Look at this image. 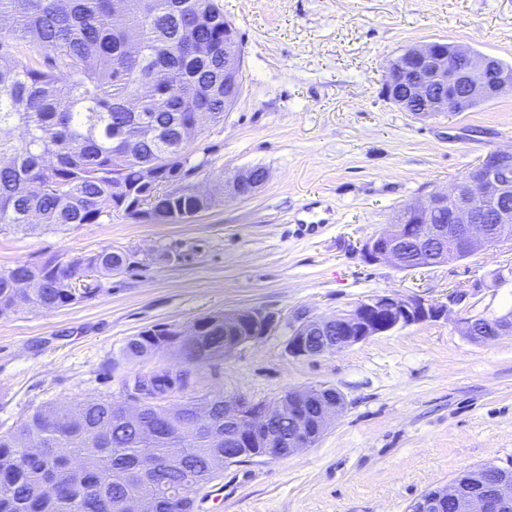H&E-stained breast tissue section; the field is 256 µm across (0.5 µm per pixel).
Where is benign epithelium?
Returning a JSON list of instances; mask_svg holds the SVG:
<instances>
[{
    "mask_svg": "<svg viewBox=\"0 0 512 512\" xmlns=\"http://www.w3.org/2000/svg\"><path fill=\"white\" fill-rule=\"evenodd\" d=\"M242 74V46L237 36H224V107L238 100ZM387 97L405 112L427 116L436 112H465L476 103L512 92V69L494 57L461 45L429 42L405 49L386 66ZM268 180L266 169L237 170L224 176V197L246 199ZM512 148L490 151L446 192L429 195L405 208L389 227L364 242L363 259L387 262L400 270L466 260L494 245L512 244ZM449 301L419 294H383L369 297L332 316L298 315L291 326L286 350L295 358H311L351 347L367 339L412 324L448 318ZM246 322L248 334L226 336L224 355L274 332L280 318L262 308L249 307L224 313V330ZM464 335L486 342L512 334V312L493 320H460ZM345 400L328 388L294 389L274 403H258L245 396L224 399V462L239 458L288 456L319 440L342 412ZM292 422L294 433L281 446L271 423ZM478 474L473 486L454 481L416 499L408 512H512V489L503 482L485 487Z\"/></svg>",
    "mask_w": 512,
    "mask_h": 512,
    "instance_id": "1",
    "label": "benign epithelium"
}]
</instances>
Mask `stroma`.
<instances>
[{"label":"stroma","mask_w":512,"mask_h":512,"mask_svg":"<svg viewBox=\"0 0 512 512\" xmlns=\"http://www.w3.org/2000/svg\"><path fill=\"white\" fill-rule=\"evenodd\" d=\"M243 47V89L223 123L194 144L202 173L261 166L257 194L182 224L113 213L34 235L0 234V272L103 249L131 254L100 290L55 310L0 317V431L47 404L125 399L136 374L171 351L126 359L129 338L259 307L280 328L233 356L191 368L172 403L221 393L272 402L294 388L332 386L345 408L313 446L245 458L195 496V512H407L465 470L512 469V335L476 343L470 316L512 310V247L455 263L399 270L366 263L362 244L405 206L450 189L494 148H512V92L468 112L417 117L385 95V66L406 48L456 43L512 66V0H222ZM462 292L447 318L410 325L312 358L288 354L297 314L331 315L376 294Z\"/></svg>","instance_id":"35a3bbf8"}]
</instances>
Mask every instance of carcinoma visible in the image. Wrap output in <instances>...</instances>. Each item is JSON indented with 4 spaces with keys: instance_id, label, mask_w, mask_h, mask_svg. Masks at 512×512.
<instances>
[{
    "instance_id": "cac0c4a2",
    "label": "carcinoma",
    "mask_w": 512,
    "mask_h": 512,
    "mask_svg": "<svg viewBox=\"0 0 512 512\" xmlns=\"http://www.w3.org/2000/svg\"><path fill=\"white\" fill-rule=\"evenodd\" d=\"M224 19L219 0H0V233L25 235L99 224L112 211L135 221L182 223L216 205L195 177L212 165L192 144L224 121ZM148 117L159 131L139 127ZM104 249L67 262H24L0 273V317L58 309L88 274L129 267ZM173 336L131 337L129 360L174 346ZM184 369L135 378L127 401L39 408L0 433V512H128L137 483L152 512H193L194 490L224 467V394L167 398L189 368L224 358V316L179 347ZM141 404L130 419L131 400ZM211 407L199 422L193 411ZM177 469H166L170 458Z\"/></svg>"
}]
</instances>
